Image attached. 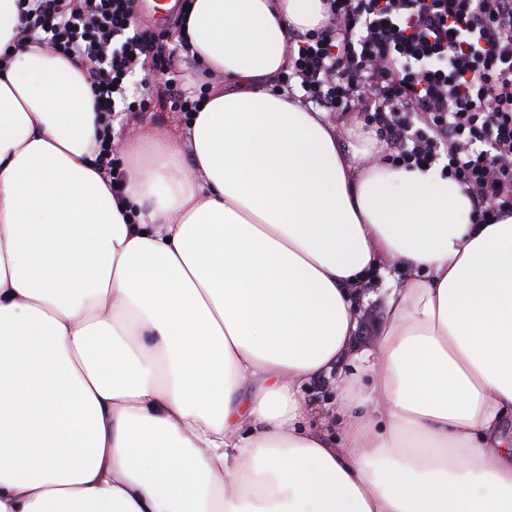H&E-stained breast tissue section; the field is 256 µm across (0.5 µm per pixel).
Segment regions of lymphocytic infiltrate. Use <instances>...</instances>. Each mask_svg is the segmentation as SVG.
<instances>
[{"mask_svg":"<svg viewBox=\"0 0 512 512\" xmlns=\"http://www.w3.org/2000/svg\"><path fill=\"white\" fill-rule=\"evenodd\" d=\"M18 44L35 42L85 67L99 103L96 162L120 191L110 136L116 108L133 112L135 70L166 76L170 103L198 111L176 84L196 69L185 44L133 33L135 0H18ZM319 30L293 35L282 85L324 112L363 116L398 167L441 164L482 223L512 211V0H323Z\"/></svg>","mask_w":512,"mask_h":512,"instance_id":"lymphocytic-infiltrate-1","label":"lymphocytic infiltrate"}]
</instances>
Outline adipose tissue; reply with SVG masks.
Returning <instances> with one entry per match:
<instances>
[{
  "label": "adipose tissue",
  "instance_id": "obj_1",
  "mask_svg": "<svg viewBox=\"0 0 512 512\" xmlns=\"http://www.w3.org/2000/svg\"><path fill=\"white\" fill-rule=\"evenodd\" d=\"M322 0H190L188 139L94 162L79 64L0 0V512H512V212L273 94ZM396 266L375 349L352 298ZM334 381L339 436L305 392Z\"/></svg>",
  "mask_w": 512,
  "mask_h": 512
}]
</instances>
